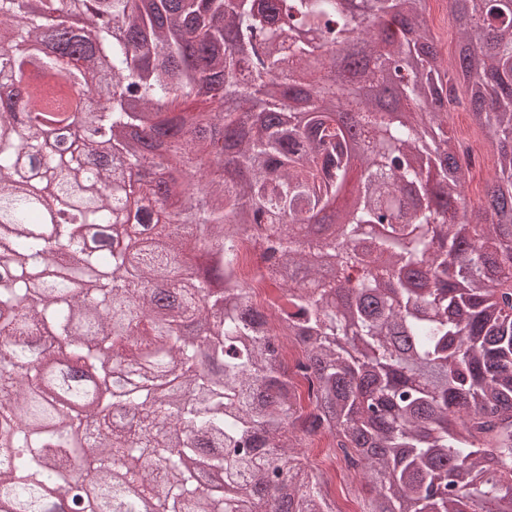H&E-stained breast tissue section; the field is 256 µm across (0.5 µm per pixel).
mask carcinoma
I'll use <instances>...</instances> for the list:
<instances>
[{
	"mask_svg": "<svg viewBox=\"0 0 512 512\" xmlns=\"http://www.w3.org/2000/svg\"><path fill=\"white\" fill-rule=\"evenodd\" d=\"M150 2L0 0V506L338 512L297 452L320 434L358 462L363 512H512V0H450V63L429 0ZM334 44L368 51L338 68ZM205 81L206 118L176 110ZM463 81L494 131L477 224L448 126ZM147 123L184 130L162 197L168 170L118 136ZM243 273L247 283V287L252 290V300L256 305L268 307L270 293L272 288L264 283L257 261L252 252H247L246 258L243 261Z\"/></svg>",
	"mask_w": 512,
	"mask_h": 512,
	"instance_id": "carcinoma-1",
	"label": "carcinoma"
}]
</instances>
